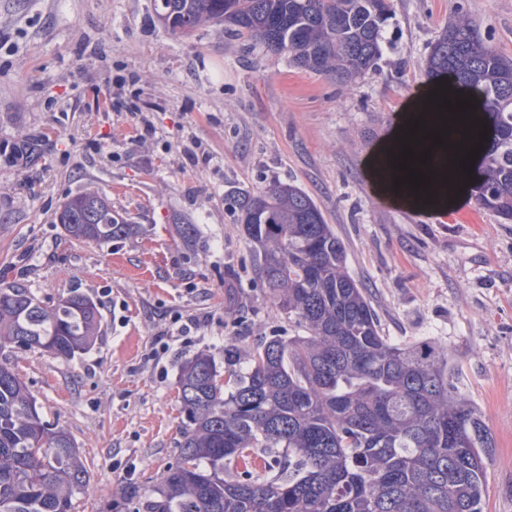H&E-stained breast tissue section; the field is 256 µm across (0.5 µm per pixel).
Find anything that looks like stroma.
<instances>
[{
    "instance_id": "35a3bbf8",
    "label": "stroma",
    "mask_w": 512,
    "mask_h": 512,
    "mask_svg": "<svg viewBox=\"0 0 512 512\" xmlns=\"http://www.w3.org/2000/svg\"><path fill=\"white\" fill-rule=\"evenodd\" d=\"M376 71L340 82L207 23L175 36L153 0H0V276L46 303L77 288L102 315L72 360L34 350L18 372L75 440L90 484L76 512H130L127 485L173 463L181 363L299 330L263 286L225 191L308 193L344 242L382 332L432 337L493 434L484 512H512V223L471 222L376 191L371 153L430 93L426 62L464 16L512 59V0H391ZM152 129L135 142V125ZM38 158H13L20 135ZM94 189L134 224L107 244L67 236L66 197ZM198 228L195 245L176 227ZM205 321L179 336L180 318Z\"/></svg>"
}]
</instances>
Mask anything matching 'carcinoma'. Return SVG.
Listing matches in <instances>:
<instances>
[{"label":"carcinoma","instance_id":"carcinoma-1","mask_svg":"<svg viewBox=\"0 0 512 512\" xmlns=\"http://www.w3.org/2000/svg\"><path fill=\"white\" fill-rule=\"evenodd\" d=\"M157 21L188 35L211 22L346 82L375 69L390 0H157ZM427 72L454 78L481 111L470 140L471 195L512 222V59L461 17L432 44ZM281 312L303 335L224 345L181 369L178 458L135 512H483L495 442L461 392L447 350L383 335L367 288L315 200L291 183L224 195ZM72 238L110 243L135 226L89 191L61 204ZM97 304L73 290L51 305L0 279V512H74L89 485L70 433L44 419L17 365L32 350L71 360L99 331ZM259 458L257 471L252 461Z\"/></svg>","mask_w":512,"mask_h":512}]
</instances>
